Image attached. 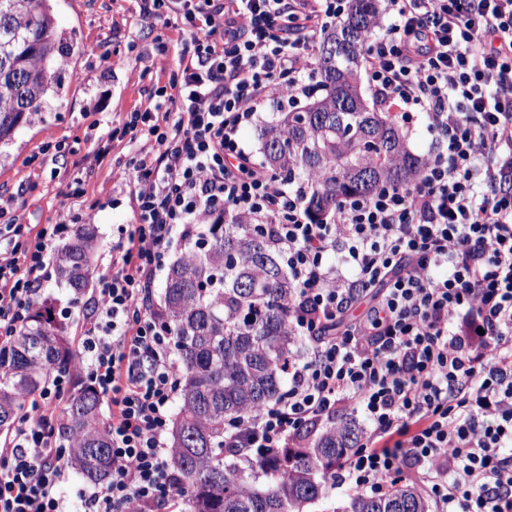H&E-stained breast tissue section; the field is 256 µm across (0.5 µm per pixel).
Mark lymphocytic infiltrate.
<instances>
[{
    "label": "lymphocytic infiltrate",
    "mask_w": 512,
    "mask_h": 512,
    "mask_svg": "<svg viewBox=\"0 0 512 512\" xmlns=\"http://www.w3.org/2000/svg\"><path fill=\"white\" fill-rule=\"evenodd\" d=\"M348 2L142 0L186 46L122 127L143 142L119 176L136 221L91 290L71 364L0 438V512H68L57 412L82 374L109 403L112 439V476L83 512L178 507L168 434L181 368L152 286L174 243L227 212L270 234L293 284L289 329L309 346L279 398L225 421V447L252 461L357 414L365 429L336 487L419 484L443 512H512V0H386L388 24L360 49L370 89L395 120L424 118L437 146L414 185L341 199L316 224L240 133L272 101L307 96L318 39ZM93 218L6 224L19 242L0 253V343L26 322L55 241ZM336 253L351 276L329 265Z\"/></svg>",
    "instance_id": "obj_1"
}]
</instances>
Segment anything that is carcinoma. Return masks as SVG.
Segmentation results:
<instances>
[{
  "label": "carcinoma",
  "instance_id": "obj_1",
  "mask_svg": "<svg viewBox=\"0 0 512 512\" xmlns=\"http://www.w3.org/2000/svg\"><path fill=\"white\" fill-rule=\"evenodd\" d=\"M377 14L378 0H350L343 24L322 37V94L260 130L268 167L310 181L305 202L317 220L343 197L409 185L421 165L394 124L369 108L359 91V46ZM332 42L334 55L326 52ZM77 44L75 34L57 31L51 0H0V146L10 144L17 122H35L62 96L61 74L52 64ZM96 247L94 225L78 224L54 257L72 307L92 283ZM292 289L267 235L237 218L198 227L169 270L163 307L182 367L181 408L170 439L173 469L185 490L181 512H304L360 437L349 420L257 470L224 454V421L243 418L281 393L282 365L298 344L288 329ZM73 356L67 326L52 318L47 301L34 305L18 335L0 345V430L10 429L28 397ZM101 402L86 383L62 410L71 465L91 483L112 473ZM343 512H429V506L416 487L399 484L384 496L354 494Z\"/></svg>",
  "mask_w": 512,
  "mask_h": 512
}]
</instances>
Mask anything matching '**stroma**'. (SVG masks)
Listing matches in <instances>:
<instances>
[{"instance_id":"35a3bbf8","label":"stroma","mask_w":512,"mask_h":512,"mask_svg":"<svg viewBox=\"0 0 512 512\" xmlns=\"http://www.w3.org/2000/svg\"><path fill=\"white\" fill-rule=\"evenodd\" d=\"M59 29L77 33V53L58 64L66 91L54 101L42 121L20 126L8 146L0 148V195L14 197V215L22 224L62 221L69 205L68 183H84L85 203L94 205L99 246L96 274L108 270L113 237L135 215L129 192L115 188L113 175L138 154L136 146L110 140L127 112L145 107L152 80L167 82L177 69L183 48L177 30L163 28L141 13V0H51ZM164 37L169 53L160 68L145 74L147 50L155 37ZM120 54L124 62L109 66L107 58ZM55 149H46V142ZM106 150L103 164L94 155Z\"/></svg>"}]
</instances>
